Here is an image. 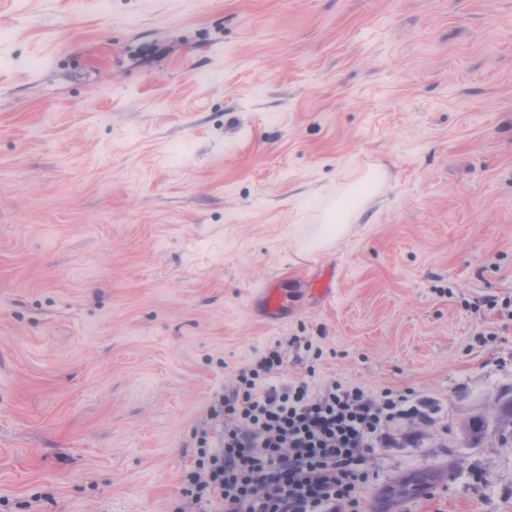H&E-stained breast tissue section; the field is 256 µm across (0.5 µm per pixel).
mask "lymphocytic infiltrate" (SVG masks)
<instances>
[{"instance_id": "1", "label": "lymphocytic infiltrate", "mask_w": 512, "mask_h": 512, "mask_svg": "<svg viewBox=\"0 0 512 512\" xmlns=\"http://www.w3.org/2000/svg\"><path fill=\"white\" fill-rule=\"evenodd\" d=\"M272 349L215 397L217 443L200 437L176 512H352L370 481L364 464L403 410L391 393L373 397L336 381L279 383Z\"/></svg>"}]
</instances>
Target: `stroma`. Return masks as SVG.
Returning a JSON list of instances; mask_svg holds the SVG:
<instances>
[{"mask_svg": "<svg viewBox=\"0 0 512 512\" xmlns=\"http://www.w3.org/2000/svg\"><path fill=\"white\" fill-rule=\"evenodd\" d=\"M276 346L419 409L358 512H512V0H0V512H173ZM349 224H314L304 233L302 253L314 257L324 250L327 243L342 236Z\"/></svg>", "mask_w": 512, "mask_h": 512, "instance_id": "1", "label": "stroma"}]
</instances>
